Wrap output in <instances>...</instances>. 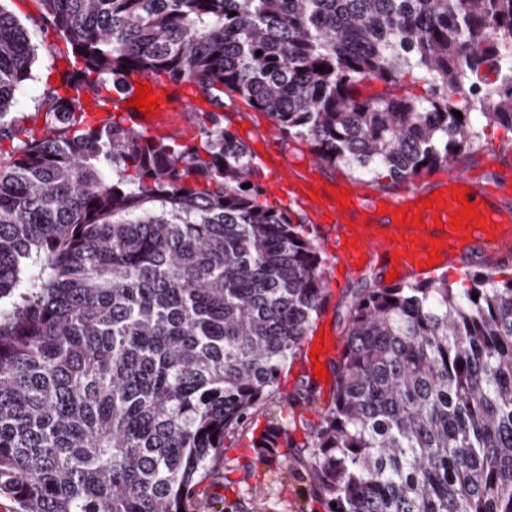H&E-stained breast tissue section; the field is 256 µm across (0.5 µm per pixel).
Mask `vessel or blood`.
I'll list each match as a JSON object with an SVG mask.
<instances>
[{
    "instance_id": "b4317fda",
    "label": "vessel or blood",
    "mask_w": 512,
    "mask_h": 512,
    "mask_svg": "<svg viewBox=\"0 0 512 512\" xmlns=\"http://www.w3.org/2000/svg\"><path fill=\"white\" fill-rule=\"evenodd\" d=\"M153 94L161 103L155 116L145 117L129 107L128 96H121L122 115L127 127L159 138L173 129L174 119L189 122L198 103L184 90L170 85H153ZM287 194L316 217L326 218L331 231L342 240L337 250L346 265H353L362 255L375 253L387 268L398 273L419 271L426 266L430 252H437L440 262L460 256L479 245L512 242V202L501 190L483 185L456 166H449L437 190H420L407 185L389 196L381 192L351 189L346 207H339L330 197L326 184L298 177L291 169L280 174ZM442 201H435V194ZM463 193L474 206L475 221L467 227L452 228L451 219L461 212L455 194ZM406 211L409 220L397 224L398 211Z\"/></svg>"
}]
</instances>
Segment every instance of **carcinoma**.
Masks as SVG:
<instances>
[{
    "mask_svg": "<svg viewBox=\"0 0 512 512\" xmlns=\"http://www.w3.org/2000/svg\"><path fill=\"white\" fill-rule=\"evenodd\" d=\"M39 5L70 65L33 115L40 136L15 115L37 45L0 5V143L18 141L0 161V492L17 512H189L326 301L317 244L258 201L226 103L322 165L409 182L454 161L480 118L512 131V72L485 37L512 42V0ZM134 73L203 96L196 140L116 112L85 122L80 99L105 110ZM491 75L507 89L471 111ZM406 76L427 96L399 91ZM372 79L382 90L358 96ZM342 343L301 445L327 512H512V278L361 288ZM316 393L306 377L289 404Z\"/></svg>",
    "mask_w": 512,
    "mask_h": 512,
    "instance_id": "cac0c4a2",
    "label": "carcinoma"
}]
</instances>
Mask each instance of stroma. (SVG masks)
<instances>
[{
    "mask_svg": "<svg viewBox=\"0 0 512 512\" xmlns=\"http://www.w3.org/2000/svg\"><path fill=\"white\" fill-rule=\"evenodd\" d=\"M67 49L55 36H47L39 44L32 78L22 91L16 114L29 117L42 105L43 93L52 84L53 76L67 69ZM226 124L230 131L249 147L256 149L267 145L283 153L296 168H303L312 154L307 142L292 139L282 141L269 137L272 121L245 103L227 108ZM477 135L455 164L460 171H482L489 180L504 174L512 175V135L503 129L478 123ZM327 270V302L317 322L329 336H340L344 315L352 293L360 288L373 287L384 275L376 266L369 264L346 275H334L337 264L330 250H323ZM492 272L496 280L512 277V247L473 249L469 254L452 261L445 267L452 286L465 284L466 276L474 270ZM298 366L282 372L279 390L271 399L257 406L248 422L224 438L222 463L206 470L199 485V494L192 501V512H325L316 498L305 469L296 462L295 451L281 447L275 449L272 460H263L254 444L255 438L266 429L285 425L297 442H305L311 425L319 420L318 410H306L289 405L288 397L298 383Z\"/></svg>",
    "mask_w": 512,
    "mask_h": 512,
    "instance_id": "stroma-1",
    "label": "stroma"
}]
</instances>
